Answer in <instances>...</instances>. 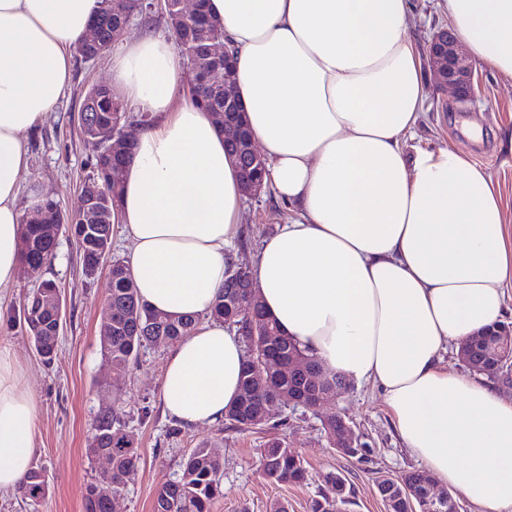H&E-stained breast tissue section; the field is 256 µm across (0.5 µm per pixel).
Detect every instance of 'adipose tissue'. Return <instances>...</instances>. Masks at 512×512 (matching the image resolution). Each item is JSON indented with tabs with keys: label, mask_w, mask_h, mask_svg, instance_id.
I'll return each mask as SVG.
<instances>
[{
	"label": "adipose tissue",
	"mask_w": 512,
	"mask_h": 512,
	"mask_svg": "<svg viewBox=\"0 0 512 512\" xmlns=\"http://www.w3.org/2000/svg\"><path fill=\"white\" fill-rule=\"evenodd\" d=\"M235 51L234 85L290 218L253 265L260 301L324 371L376 382L406 448L478 512H512V399L449 372L448 346L501 322L512 221L488 172L458 147L407 153L427 98L408 36L412 0H207ZM473 67L512 80V0H443ZM100 0H0V288L21 272L28 170L22 136L54 110L70 49ZM171 43L143 35L112 58V84L153 122L121 175L112 222L151 309L196 318L162 375L166 412L223 417L242 373L238 338L206 322L243 196L224 135L178 98ZM35 404L0 348V491L31 467Z\"/></svg>",
	"instance_id": "adipose-tissue-1"
}]
</instances>
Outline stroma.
Segmentation results:
<instances>
[{
    "instance_id": "stroma-1",
    "label": "stroma",
    "mask_w": 512,
    "mask_h": 512,
    "mask_svg": "<svg viewBox=\"0 0 512 512\" xmlns=\"http://www.w3.org/2000/svg\"><path fill=\"white\" fill-rule=\"evenodd\" d=\"M415 14L408 35L418 48L448 21L439 0H414ZM69 87L56 108L23 136L29 169L18 205L31 212L35 200L52 196L67 213L80 205L79 185L89 171L94 152L85 143L79 116L91 85L111 83L112 54L95 61L72 57ZM477 133H469V123ZM512 128V82L479 72L472 101L459 103L448 90L430 86L429 96L409 149L456 146L470 152L500 187L506 212L512 217V161L499 149L503 130ZM288 220V209L274 194L244 204L243 222L233 245L236 262L251 264L263 240ZM41 277L54 280L63 297L58 346L51 361L37 354L29 336L13 326L36 280L20 277L11 288H0V348L15 354L22 388L35 400L33 466L43 468L50 493L38 512H84V494L106 467L88 457L93 419L103 402H111L138 446L135 477L121 491L113 512H152L157 492L180 472L192 448L207 445L224 464V495L212 512H270L273 503L288 512H309L313 499L325 490L327 473L341 474L351 492L350 512H385L376 480L421 469L405 448L380 391L371 384L348 383L318 411L283 406L278 418L242 432L225 420L190 427L166 416L161 406V376L170 345L142 348L123 373L113 372L101 346L100 326L111 287L108 268L85 277L77 243L61 230L54 258ZM331 413L353 428L359 451L346 456L331 447L322 421ZM273 439L285 440L305 461L309 479L300 485L268 482L261 472V450Z\"/></svg>"
}]
</instances>
